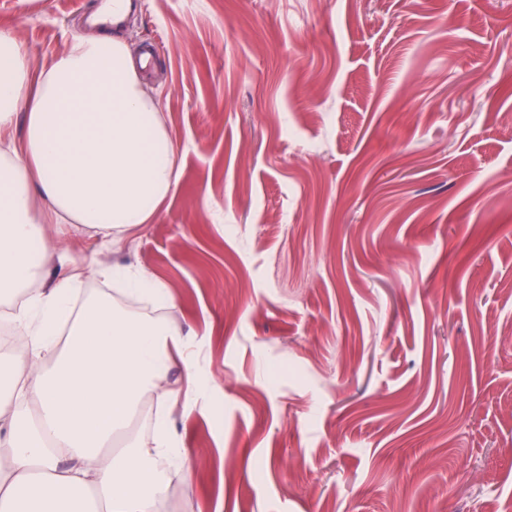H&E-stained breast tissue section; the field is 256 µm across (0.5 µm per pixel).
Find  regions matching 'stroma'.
<instances>
[{"mask_svg": "<svg viewBox=\"0 0 512 512\" xmlns=\"http://www.w3.org/2000/svg\"><path fill=\"white\" fill-rule=\"evenodd\" d=\"M0 0L43 67L99 0ZM179 176L52 237L174 298L192 466L162 512H512V0H137ZM500 336L485 351L486 329Z\"/></svg>", "mask_w": 512, "mask_h": 512, "instance_id": "obj_1", "label": "stroma"}]
</instances>
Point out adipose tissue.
<instances>
[{
    "label": "adipose tissue",
    "instance_id": "obj_1",
    "mask_svg": "<svg viewBox=\"0 0 512 512\" xmlns=\"http://www.w3.org/2000/svg\"><path fill=\"white\" fill-rule=\"evenodd\" d=\"M176 161L123 38L73 34L64 54L38 68L0 30V303H11L27 335L24 354L0 356V512H159V460L187 468L163 414L150 443L113 448L144 398L178 403L167 375L172 351L185 346L180 331L108 299L74 306L81 273L44 285L48 225L120 243L155 221ZM94 274L157 307L173 303L147 272L100 265Z\"/></svg>",
    "mask_w": 512,
    "mask_h": 512
}]
</instances>
